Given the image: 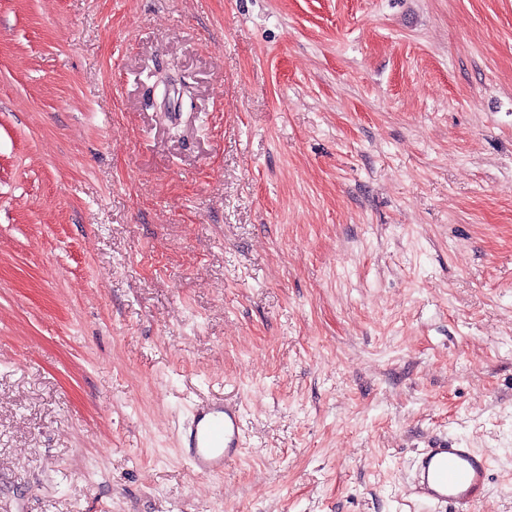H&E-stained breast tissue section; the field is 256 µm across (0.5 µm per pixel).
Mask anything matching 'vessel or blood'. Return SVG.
<instances>
[{"mask_svg":"<svg viewBox=\"0 0 512 512\" xmlns=\"http://www.w3.org/2000/svg\"><path fill=\"white\" fill-rule=\"evenodd\" d=\"M244 427L239 407L212 402L199 407L182 446L193 470L202 476L223 472L243 451ZM490 459L473 448L433 442L413 462V490L419 500L468 512L487 490Z\"/></svg>","mask_w":512,"mask_h":512,"instance_id":"obj_1","label":"vessel or blood"}]
</instances>
